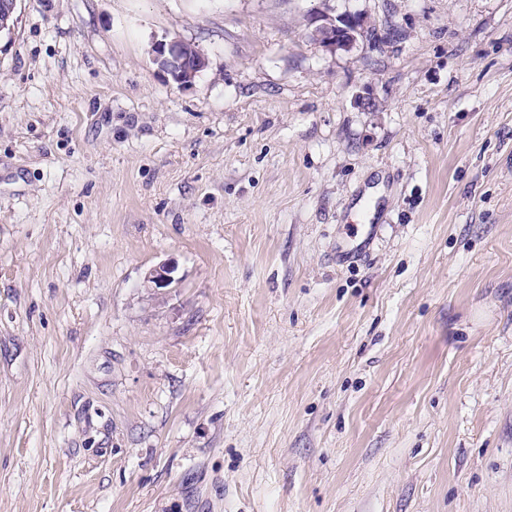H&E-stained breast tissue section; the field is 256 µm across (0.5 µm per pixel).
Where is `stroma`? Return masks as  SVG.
Masks as SVG:
<instances>
[{
	"label": "stroma",
	"mask_w": 512,
	"mask_h": 512,
	"mask_svg": "<svg viewBox=\"0 0 512 512\" xmlns=\"http://www.w3.org/2000/svg\"><path fill=\"white\" fill-rule=\"evenodd\" d=\"M0 512H512V0H18ZM311 21L315 24V33L320 42L329 48L344 47L356 42L357 35L362 34L367 26L364 17L356 14L336 18L317 14ZM186 44L178 41H161L155 45L156 62L181 85L191 83L195 75L206 67L203 54L198 49L191 52Z\"/></svg>",
	"instance_id": "obj_1"
}]
</instances>
